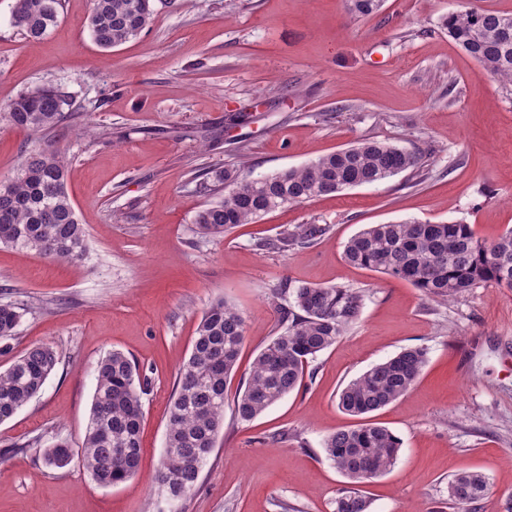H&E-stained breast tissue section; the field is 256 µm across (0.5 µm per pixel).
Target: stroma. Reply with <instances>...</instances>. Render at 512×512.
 Returning <instances> with one entry per match:
<instances>
[{
    "label": "stroma",
    "instance_id": "obj_1",
    "mask_svg": "<svg viewBox=\"0 0 512 512\" xmlns=\"http://www.w3.org/2000/svg\"><path fill=\"white\" fill-rule=\"evenodd\" d=\"M0 0V181L32 149L68 160L67 191L88 232L73 263L0 247V303L24 310L0 369L47 343L59 362L0 424V512H333L348 481L324 438L356 425L339 391L407 347L428 361L373 422L401 440L395 467L364 486L369 512H455L453 474H486L476 512H512V288L488 285L439 304L409 283L352 266L344 243L368 224L463 222L491 240L512 228V87L486 76L442 28L448 13L512 12V0H384L358 18L346 0H176L136 39L93 42L90 0H64L59 26L28 42ZM61 86L70 117L54 130L10 125L2 105ZM362 139L396 144L420 168L285 206L223 238L197 235L213 201L206 176L301 167ZM296 224H326L316 244L260 250ZM367 291L361 319L308 368L303 386L251 422L234 416L194 490L173 502L154 475L166 408L211 300L246 319L247 372L276 335L280 284ZM120 350L148 379L137 474L99 486L79 463L47 467L57 439L80 448L96 365Z\"/></svg>",
    "mask_w": 512,
    "mask_h": 512
}]
</instances>
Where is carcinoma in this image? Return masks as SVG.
<instances>
[{
    "label": "carcinoma",
    "mask_w": 512,
    "mask_h": 512,
    "mask_svg": "<svg viewBox=\"0 0 512 512\" xmlns=\"http://www.w3.org/2000/svg\"><path fill=\"white\" fill-rule=\"evenodd\" d=\"M383 0H347L357 17L379 11ZM172 0H92L88 29L104 50L140 35L158 7ZM62 0H16L13 20L32 42L59 23ZM448 35L498 82L512 86V13L480 9L452 12L443 20ZM69 106L67 92L43 85L7 104L9 122L44 132L57 128ZM420 159L380 141H360L321 155L302 167L282 169L253 179L231 170L217 178L212 192L224 197L199 210L197 233L221 238L231 229L258 222L267 213L348 188L373 184L409 169ZM67 162L55 150L28 154L16 174L0 182V247L33 251L59 260L84 256L86 225L74 210L66 188ZM330 231L327 224H296L276 239L259 243L266 250L307 248ZM344 260L359 268L402 279L428 300L446 304L487 284L512 288V229L487 241L472 224H431L403 220L370 224L343 245ZM366 291L344 285H302L274 290L283 311L276 336L255 357L234 398V415L250 422L299 388L309 363L331 348L360 320ZM287 305H281V302ZM20 308L0 304V340L14 336ZM245 338V317L218 298L203 313L188 359L179 369L167 410L166 457L157 474L161 491L179 502L196 486L200 471L224 431L228 383L238 369ZM59 360L50 344L28 348L0 371V424L35 397ZM427 363L423 347H408L349 382L338 406L354 417L378 411L405 395ZM146 378L139 365L114 350L97 364V384L81 447L83 467L102 486H115L136 475L144 419L141 394ZM401 448L388 428L367 422L338 429L323 441L326 458L348 480L339 490L334 512H368L369 502L354 488L389 473ZM73 448L63 438L43 449L46 466L71 463ZM490 492L481 472H459L448 482V499L459 512H474Z\"/></svg>",
    "instance_id": "cac0c4a2"
}]
</instances>
